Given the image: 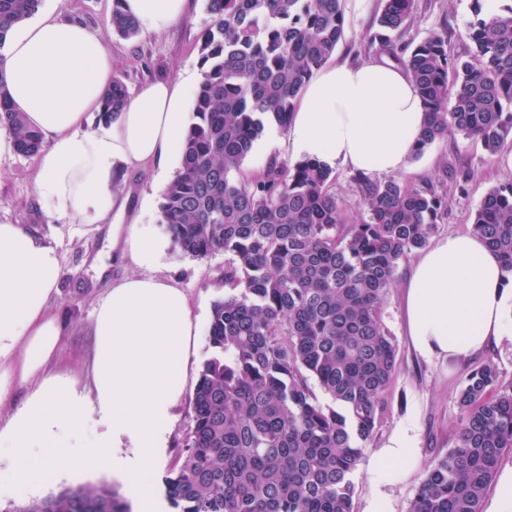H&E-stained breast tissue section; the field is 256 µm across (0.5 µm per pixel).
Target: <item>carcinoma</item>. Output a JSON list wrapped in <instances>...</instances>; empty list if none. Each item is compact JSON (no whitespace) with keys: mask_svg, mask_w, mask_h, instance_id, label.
Listing matches in <instances>:
<instances>
[{"mask_svg":"<svg viewBox=\"0 0 512 512\" xmlns=\"http://www.w3.org/2000/svg\"><path fill=\"white\" fill-rule=\"evenodd\" d=\"M42 0H0V42ZM210 23L202 80L181 167L163 192L159 223L183 254L222 252L224 298L214 303L210 354L189 394L191 429L166 479L175 512H353L352 474L383 409L398 350L382 318L400 261L424 248L447 201L434 188L355 176L368 219L346 222L333 169L271 158L248 178L244 159L269 124L288 127L296 100L335 54L342 0H205ZM415 0H385L372 41L405 66L427 122L417 152L458 133L494 154L512 134V3L467 31L474 61L448 54L434 32L395 47ZM112 31L140 23L112 0ZM130 101L112 82L98 120ZM0 127L33 157L42 134L10 102L0 78ZM473 230L512 281V182L489 190ZM330 397L325 405L310 380ZM454 446L425 475L411 512H482L487 487L512 449V385L497 367L472 368L459 393ZM5 512H130L110 484L67 488Z\"/></svg>","mask_w":512,"mask_h":512,"instance_id":"obj_1","label":"carcinoma"}]
</instances>
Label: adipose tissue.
Returning a JSON list of instances; mask_svg holds the SVG:
<instances>
[{
  "mask_svg": "<svg viewBox=\"0 0 512 512\" xmlns=\"http://www.w3.org/2000/svg\"><path fill=\"white\" fill-rule=\"evenodd\" d=\"M189 0H125L149 33L168 31ZM0 75L27 123L49 145L34 158L41 202L106 226L131 272L96 307L86 384L49 371L62 328L52 309L63 267L55 248L23 224L0 223V494L24 496L62 469L111 470L134 512H159L144 478L168 447L195 378L200 318L178 282L162 275L165 246L152 225L125 223L129 196L113 185L117 165L165 172L185 130L198 74L155 80L111 124H95L112 84L100 33L48 11L0 41ZM425 112L405 68L382 59L327 66L307 84L287 145L300 157L366 174H401L419 144ZM411 346L428 363L468 360L512 335V287L476 233L437 239L414 262L403 290ZM25 384L24 397L15 394ZM420 461L414 423L400 425L370 456L365 512H389L397 470Z\"/></svg>",
  "mask_w": 512,
  "mask_h": 512,
  "instance_id": "obj_1",
  "label": "adipose tissue"
}]
</instances>
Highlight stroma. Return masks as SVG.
Returning <instances> with one entry per match:
<instances>
[{
  "mask_svg": "<svg viewBox=\"0 0 512 512\" xmlns=\"http://www.w3.org/2000/svg\"><path fill=\"white\" fill-rule=\"evenodd\" d=\"M384 0H342L344 34L335 61L354 63L375 59L378 46L371 37ZM42 9H56L102 32L112 55L113 77L124 82L130 93H137L157 79L178 80L200 67L201 36L209 24L205 0H190L186 16L168 32H140L133 39L113 33L109 19L112 0H42ZM474 0H416L415 19L400 36L403 45H413L433 32L448 35V51L455 57H468L473 48L466 31L474 18ZM512 156V136L496 154H488L480 142L458 134L437 139L414 156L402 182L420 188L433 186L448 201L436 236L466 233L473 229V216L485 194L494 186L512 180V170L502 161ZM468 173L465 186H458L454 175ZM118 189L129 192L128 219L157 224L162 204V188L150 170L119 167ZM0 223L25 224L38 231L61 259L63 275L53 309L64 329L56 368L59 372L86 377L93 350V321L104 283L98 282L90 267L93 255L109 263L110 279H118L124 267L112 254L105 231L93 224H82L70 217L46 210L35 186L34 160L19 154L0 158ZM224 254L196 259L182 255L175 247L167 249L166 275L176 278L187 293L202 322H209L215 301L224 296ZM411 259L400 261V280L389 292L383 307V321L398 347L395 374L385 394L380 422L366 442L365 453L381 447L402 423L416 424L420 436L421 461L409 473L398 472L389 489L391 512H410L419 485L434 461L453 447L458 427L457 398L470 363L429 364L420 360L410 346L402 311L401 280ZM190 410L181 407L173 425L166 454L154 462L149 480L157 493H164V480L181 464L190 430Z\"/></svg>",
  "mask_w": 512,
  "mask_h": 512,
  "instance_id": "1",
  "label": "stroma"
}]
</instances>
